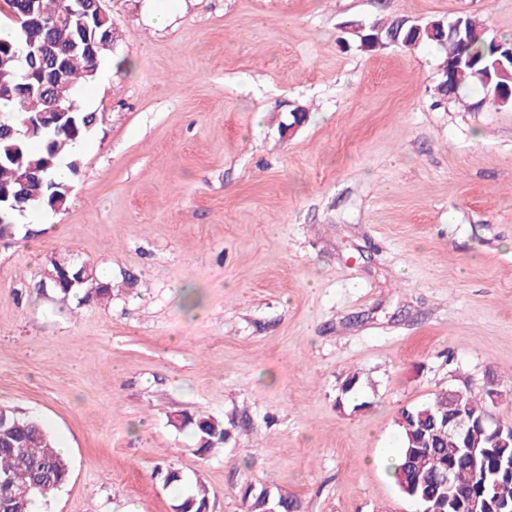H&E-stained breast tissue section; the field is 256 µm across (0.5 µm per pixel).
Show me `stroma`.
Masks as SVG:
<instances>
[{
  "label": "stroma",
  "instance_id": "35a3bbf8",
  "mask_svg": "<svg viewBox=\"0 0 512 512\" xmlns=\"http://www.w3.org/2000/svg\"><path fill=\"white\" fill-rule=\"evenodd\" d=\"M103 7L121 38L81 91L69 203L0 240V407L71 463L33 512H174L198 481L210 512L248 489L418 512L389 472L402 409L492 379L512 426V106L439 100L436 45L364 51L345 25L463 12L512 39V0ZM53 258L111 300L45 287ZM197 412L230 422L223 448L175 427ZM86 266V265H85ZM84 276H88L90 278L91 281H95L96 282V285H92V286H89L88 290H87V293L90 294V297H95V294H96V289L97 288H101L102 285H99V283H102L104 286L103 288L101 289H98L97 291V299L101 300V299H107L109 300L111 297H112V285L110 282H101L98 277L96 276L95 272H93V269L90 268V267H87L86 266V271L84 273ZM48 285L50 288H54L56 290H58L59 292H61L64 296H69L70 294L72 295H75L77 293H79V295L82 294L81 297H79V301H78V304H81V303H84V302H90L91 299L90 297L86 294V288H80L78 286H75L71 289L69 288H62L61 286H58L52 282H48ZM93 288V289H92ZM79 289V290H77Z\"/></svg>",
  "mask_w": 512,
  "mask_h": 512
}]
</instances>
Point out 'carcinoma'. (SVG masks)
<instances>
[{"instance_id": "cac0c4a2", "label": "carcinoma", "mask_w": 512, "mask_h": 512, "mask_svg": "<svg viewBox=\"0 0 512 512\" xmlns=\"http://www.w3.org/2000/svg\"><path fill=\"white\" fill-rule=\"evenodd\" d=\"M73 0H37L44 26L40 56L32 61L14 59L18 39H0V100L12 103L15 110L0 113V123L14 127L12 136L0 134V191H17L26 186L25 208L37 206L61 210L69 202L67 181L55 178V171L67 162L71 174L78 173V152L91 132L93 113L80 102L79 89L92 81L100 64L91 63L84 52L69 54L64 82L47 86L43 67L56 53L66 49L75 37L76 23L59 25L60 16L69 13ZM380 35V46L413 48L422 43H435L445 53L441 71H448V57L454 55L455 38L467 42V56L457 64L450 77L441 76L438 94L458 99L472 85H479L483 96L494 97L502 90L504 105H512V66L498 71L497 40L488 38L486 21L459 14L444 22L433 20L419 25L420 32L400 20L372 23ZM57 104L77 118V129L68 131L51 126L36 135L26 134L25 120L31 112H48ZM499 393L488 387L477 396L467 388H452V393H439L422 405L402 410L397 425L402 432V448L394 464L393 477L398 486H407V495L431 512H458L448 505V485L441 476L453 469L456 486L470 494L487 487L495 501L512 507V434L504 430L493 433L497 422L492 407ZM463 410L470 417L471 429L462 439L448 431V407ZM182 428L192 430L196 451L210 453L224 444L229 431L224 421L204 413H183L175 417ZM474 448L471 454L464 448ZM48 482L32 490L26 498L15 493L22 480L33 482L40 475ZM70 477L69 462L61 455L47 427L39 420L25 418L11 409L0 408V509L3 512H33L37 498L65 485ZM209 507L206 486L198 481L178 505L180 512H201ZM270 507L275 512H298L299 502L280 492L270 494Z\"/></svg>"}]
</instances>
